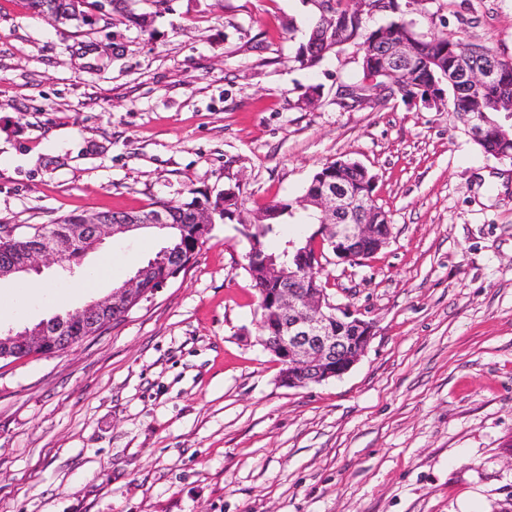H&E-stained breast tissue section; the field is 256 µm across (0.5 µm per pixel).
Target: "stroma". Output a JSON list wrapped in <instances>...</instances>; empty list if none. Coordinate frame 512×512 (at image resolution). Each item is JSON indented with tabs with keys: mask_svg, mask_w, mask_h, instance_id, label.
I'll return each mask as SVG.
<instances>
[{
	"mask_svg": "<svg viewBox=\"0 0 512 512\" xmlns=\"http://www.w3.org/2000/svg\"><path fill=\"white\" fill-rule=\"evenodd\" d=\"M172 7L144 33L0 0V224L23 233L234 186L250 217L298 199L323 164L356 161L392 235L324 275L376 334L343 376L281 386L257 342L247 242L216 224L120 323L0 360V512H512V163L444 109L341 107L362 51L298 68L309 0ZM405 18L512 61V0H421ZM162 244L129 232L75 272L43 264L44 291L0 286V325L103 298Z\"/></svg>",
	"mask_w": 512,
	"mask_h": 512,
	"instance_id": "1",
	"label": "stroma"
}]
</instances>
